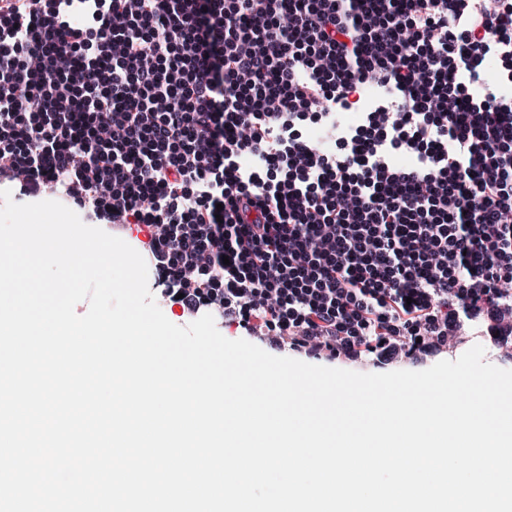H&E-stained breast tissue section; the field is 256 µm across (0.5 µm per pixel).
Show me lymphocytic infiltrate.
Wrapping results in <instances>:
<instances>
[{"mask_svg": "<svg viewBox=\"0 0 512 512\" xmlns=\"http://www.w3.org/2000/svg\"><path fill=\"white\" fill-rule=\"evenodd\" d=\"M509 37L512 0H6L0 182L146 227L185 320L313 359L511 356L512 105L465 90ZM371 81L396 108L337 154L302 138Z\"/></svg>", "mask_w": 512, "mask_h": 512, "instance_id": "lymphocytic-infiltrate-1", "label": "lymphocytic infiltrate"}]
</instances>
